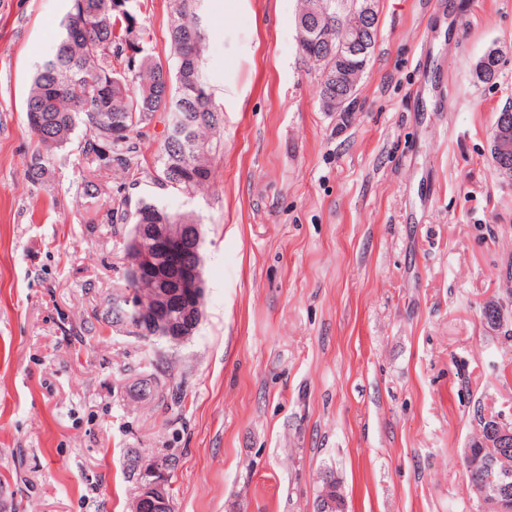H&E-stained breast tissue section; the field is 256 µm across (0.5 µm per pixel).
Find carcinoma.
Here are the masks:
<instances>
[{"mask_svg": "<svg viewBox=\"0 0 512 512\" xmlns=\"http://www.w3.org/2000/svg\"><path fill=\"white\" fill-rule=\"evenodd\" d=\"M197 0H171L169 40L179 51L177 38L198 26ZM355 0H304L301 17L320 19L327 26L351 23ZM55 51L39 65L23 102L27 127L36 148L27 156L25 175L41 185L51 175V156L68 146L78 128L85 134L77 151L88 169L97 172L117 167L129 170L142 155L143 129L157 118L171 120L185 112L189 126L176 135L173 127L158 152L154 181L163 189L196 193L210 183L211 159L218 146L215 135L224 123L222 108L213 94H196L181 79L180 66L142 54L140 31L123 0H72L62 22ZM127 55L131 77L112 65V58ZM498 175L512 179V152H493ZM129 224H193L190 216L171 214L153 201L140 200L123 214ZM142 400L165 399L164 382L152 373L137 382Z\"/></svg>", "mask_w": 512, "mask_h": 512, "instance_id": "1", "label": "carcinoma"}]
</instances>
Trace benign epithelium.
<instances>
[{"instance_id": "obj_1", "label": "benign epithelium", "mask_w": 512, "mask_h": 512, "mask_svg": "<svg viewBox=\"0 0 512 512\" xmlns=\"http://www.w3.org/2000/svg\"><path fill=\"white\" fill-rule=\"evenodd\" d=\"M377 28L375 0H362L355 30L336 27V111L354 108L358 90L345 83L343 60L352 53L362 57L367 52L365 32ZM319 37L331 43V35L316 22L301 24L297 30V41L308 43ZM202 244L199 224H135L129 236L123 239L122 251L126 277L139 285L140 303L133 315H125L116 326L125 331L145 335L149 339H165L179 344L194 335L202 316L200 300L204 296L205 280L202 272L200 248ZM186 299V312L176 322L169 308L177 297ZM505 454L497 449L496 457L484 453L475 454L464 449L471 481L468 488L488 506L512 500V471L502 470L495 477L484 473L493 468L495 458ZM140 495L134 512H170L171 497L168 475L159 463H141ZM323 480L319 497V509L328 512L324 498L328 491L339 485L331 472L321 475Z\"/></svg>"}]
</instances>
